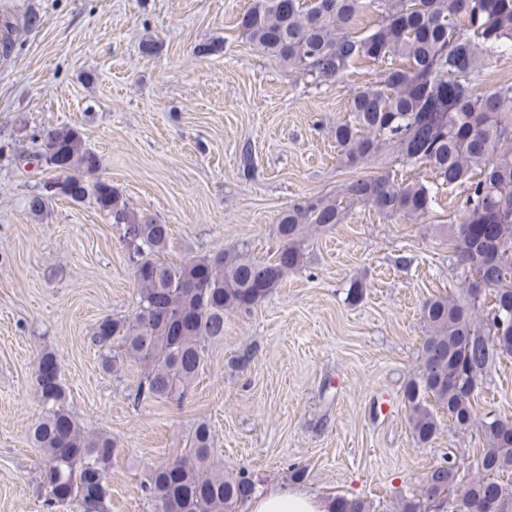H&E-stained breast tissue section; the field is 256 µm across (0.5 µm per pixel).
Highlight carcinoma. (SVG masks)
<instances>
[{"instance_id": "carcinoma-1", "label": "carcinoma", "mask_w": 512, "mask_h": 512, "mask_svg": "<svg viewBox=\"0 0 512 512\" xmlns=\"http://www.w3.org/2000/svg\"><path fill=\"white\" fill-rule=\"evenodd\" d=\"M254 0L243 16L246 38L270 56L316 80L332 81L361 61L383 64L373 82L352 96L348 118L336 124L337 161L354 168L388 149L404 164L421 163L431 182H407L390 171L353 179L339 193L316 196L283 211L275 255L257 260L243 251L192 257L178 264L165 255L171 227L134 214L108 181L97 176L101 158L78 130L62 125L41 143L56 145L62 171L58 196L87 197L114 224L125 225L128 260L140 297L128 317H105L93 341L105 371L128 358L146 366L133 399L182 402L203 367L207 345L224 337V315L249 313L288 272L304 261L311 225L344 220L345 201L386 217L417 220L444 190L463 189L461 220L449 225V245L465 274V295H434L421 306L428 328L419 372L404 386L408 426L418 445L439 430L436 411L456 429L478 427L483 447L478 473H461L451 456L426 475L420 494L400 499L398 512H426L437 495L447 512H512V421L488 412L476 417L483 377L512 357V82L477 89L485 61L512 52V0ZM376 15L357 31L364 15ZM93 175L89 184L83 175ZM36 374L44 411L33 428L46 466L47 512H108L116 444L106 433L87 435L66 407L57 357ZM209 425L198 423L183 452L153 469L142 491L159 512H238L255 492L252 477L215 467ZM336 512H370L358 497L337 496Z\"/></svg>"}]
</instances>
